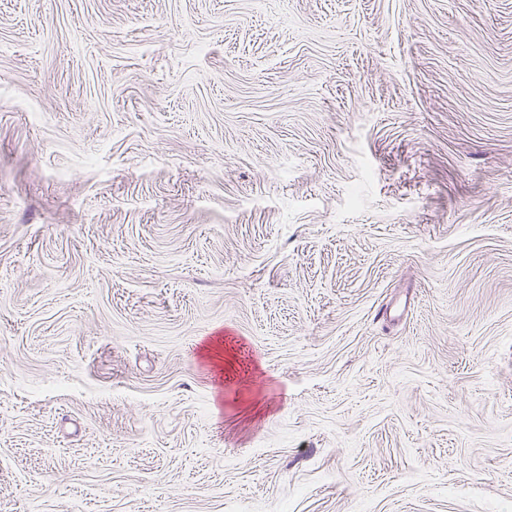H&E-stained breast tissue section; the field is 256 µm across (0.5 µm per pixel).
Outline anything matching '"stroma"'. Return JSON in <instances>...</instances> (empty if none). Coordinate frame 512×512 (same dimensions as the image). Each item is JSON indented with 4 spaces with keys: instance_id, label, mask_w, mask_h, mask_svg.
<instances>
[{
    "instance_id": "35a3bbf8",
    "label": "stroma",
    "mask_w": 512,
    "mask_h": 512,
    "mask_svg": "<svg viewBox=\"0 0 512 512\" xmlns=\"http://www.w3.org/2000/svg\"><path fill=\"white\" fill-rule=\"evenodd\" d=\"M0 512H512V0H0Z\"/></svg>"
}]
</instances>
